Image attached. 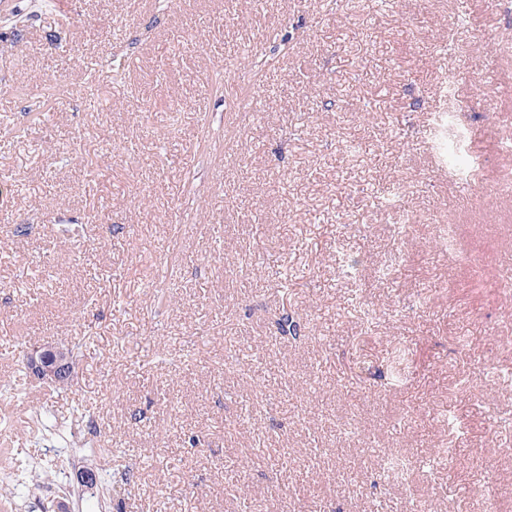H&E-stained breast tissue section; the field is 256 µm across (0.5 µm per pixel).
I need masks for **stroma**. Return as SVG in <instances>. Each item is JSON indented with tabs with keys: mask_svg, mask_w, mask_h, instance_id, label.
<instances>
[{
	"mask_svg": "<svg viewBox=\"0 0 512 512\" xmlns=\"http://www.w3.org/2000/svg\"><path fill=\"white\" fill-rule=\"evenodd\" d=\"M510 127L506 0H0V380L77 355L0 512H512ZM23 364L28 376L45 385L65 389L74 384L76 362L71 350L59 345L34 346L23 354Z\"/></svg>",
	"mask_w": 512,
	"mask_h": 512,
	"instance_id": "1",
	"label": "stroma"
}]
</instances>
